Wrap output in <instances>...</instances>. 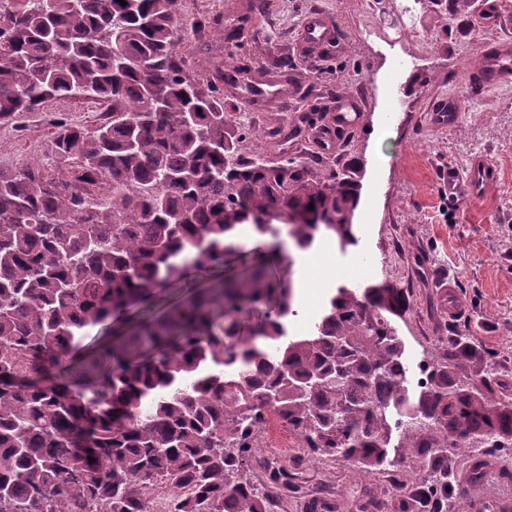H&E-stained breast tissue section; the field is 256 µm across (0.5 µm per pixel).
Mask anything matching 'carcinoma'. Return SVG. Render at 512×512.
Returning a JSON list of instances; mask_svg holds the SVG:
<instances>
[{"instance_id": "obj_1", "label": "carcinoma", "mask_w": 512, "mask_h": 512, "mask_svg": "<svg viewBox=\"0 0 512 512\" xmlns=\"http://www.w3.org/2000/svg\"><path fill=\"white\" fill-rule=\"evenodd\" d=\"M177 2L0 0V125L53 99L112 106L93 129L55 123L50 155L78 164L79 191L39 162L0 168V512H143L158 488L169 512H270L248 471L271 413L305 455L364 476L417 458V508L448 512L454 437L478 450L472 482L489 445L512 442V399L496 393L509 383L487 368L479 386L460 379L475 353L458 336L410 396L398 289L340 285L290 339L287 258L267 253L153 313L159 293L243 249L244 224L299 251L356 244L350 173L242 153L261 134L184 76ZM217 79L248 81L230 55ZM109 326L117 340L56 374Z\"/></svg>"}]
</instances>
